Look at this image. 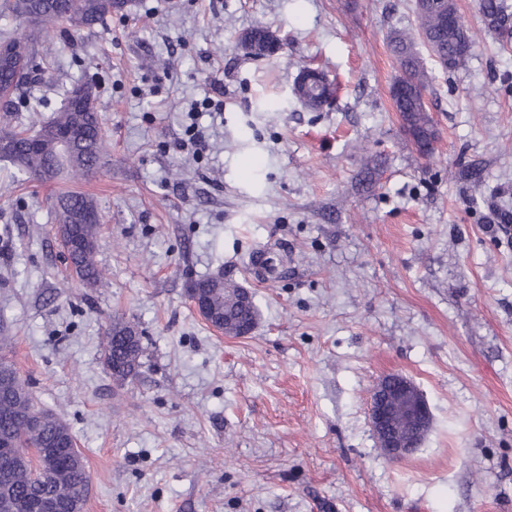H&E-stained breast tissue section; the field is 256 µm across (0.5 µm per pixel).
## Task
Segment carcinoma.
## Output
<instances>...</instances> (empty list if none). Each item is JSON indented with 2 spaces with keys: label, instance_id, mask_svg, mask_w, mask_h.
Returning <instances> with one entry per match:
<instances>
[{
  "label": "carcinoma",
  "instance_id": "1",
  "mask_svg": "<svg viewBox=\"0 0 512 512\" xmlns=\"http://www.w3.org/2000/svg\"><path fill=\"white\" fill-rule=\"evenodd\" d=\"M40 31L50 32L66 24L75 31L91 30L112 17V0H37ZM456 12L454 0H416V25L390 32L389 43L400 74L416 87H426L428 75L416 61L417 46L422 44L442 69L451 71L471 55L474 43L466 29H450L443 25L440 10ZM479 9L490 28L507 42L512 39V5L508 0H479ZM29 0H0V15L26 17ZM0 41L11 50L8 70L0 72V101L7 104L41 67L40 51L27 37L6 36ZM408 114L413 126L424 129L431 122L428 110L410 100L396 105ZM48 124L55 127L92 128L94 142L74 145L60 174L82 179L96 170L107 153V139L99 115L91 114L65 101ZM0 134L12 137L13 146L0 154L17 174L27 180H44V175L57 162L55 145L47 140L34 150L28 146L25 131L12 126L8 110L0 112ZM52 209L55 223L78 239L79 247L65 255L69 276L88 287L105 284L104 270L96 259L101 224L76 223L82 214L99 213L95 200L87 194L68 191L54 197ZM205 285L216 316H229V324L237 327L258 320L259 311L251 303L241 307L224 306V276L199 279L194 285ZM103 361L107 371L118 382L134 378L142 366L143 346L137 328L129 322H112L103 344ZM32 396L14 365L0 358V441H5L17 455L9 475H0V512H34L36 500L51 497L85 505L89 493V475L79 449L71 447V431L61 419L41 413L32 422Z\"/></svg>",
  "mask_w": 512,
  "mask_h": 512
}]
</instances>
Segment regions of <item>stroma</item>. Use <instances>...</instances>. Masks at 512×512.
Listing matches in <instances>:
<instances>
[{"label":"stroma","instance_id":"stroma-1","mask_svg":"<svg viewBox=\"0 0 512 512\" xmlns=\"http://www.w3.org/2000/svg\"><path fill=\"white\" fill-rule=\"evenodd\" d=\"M414 2L128 0L44 37L52 64L14 95L16 122L36 132L90 82L108 152L51 184L10 181L0 160V351L69 425L84 512H512V42L455 0L475 45L452 71L425 61L438 142L423 158L389 94L387 36L414 26ZM253 28L281 51L245 54ZM305 61L340 84L319 112L291 96ZM216 81L208 151H176ZM63 191L98 205L107 287L68 275ZM260 248L281 261L268 283ZM218 273L253 294L252 334H218L189 301ZM117 319L146 347L122 384L101 358ZM393 372L432 415L399 461L367 415Z\"/></svg>","mask_w":512,"mask_h":512}]
</instances>
